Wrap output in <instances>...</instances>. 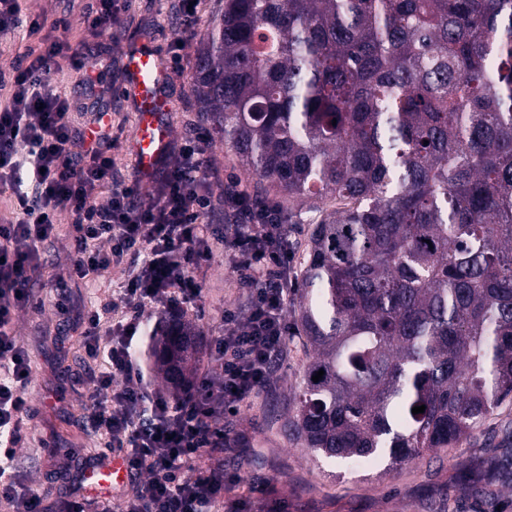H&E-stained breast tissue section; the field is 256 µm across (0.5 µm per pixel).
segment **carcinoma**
<instances>
[{
  "label": "carcinoma",
  "mask_w": 512,
  "mask_h": 512,
  "mask_svg": "<svg viewBox=\"0 0 512 512\" xmlns=\"http://www.w3.org/2000/svg\"><path fill=\"white\" fill-rule=\"evenodd\" d=\"M196 58L198 122L319 213L288 435L390 468L482 438L461 490L512 491V422L484 431L512 402V0H222ZM152 339L178 399L197 326Z\"/></svg>",
  "instance_id": "obj_1"
}]
</instances>
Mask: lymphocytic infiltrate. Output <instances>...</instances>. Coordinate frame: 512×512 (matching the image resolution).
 <instances>
[{
    "instance_id": "1",
    "label": "lymphocytic infiltrate",
    "mask_w": 512,
    "mask_h": 512,
    "mask_svg": "<svg viewBox=\"0 0 512 512\" xmlns=\"http://www.w3.org/2000/svg\"><path fill=\"white\" fill-rule=\"evenodd\" d=\"M63 48L60 41L44 43L14 67L0 107V189L11 191L16 211L15 221L0 224V503L11 512H44L39 490L15 466L27 436L31 367L12 325L33 301L30 275L57 239L64 211L74 230L72 275L83 279L115 266L125 272V314L111 322L109 306L91 308L84 333L87 354L108 363L92 381L86 424L108 446L127 449L130 472L145 479L123 500L122 512H209L220 502L241 512V502L224 499L237 477L224 468L231 438L223 423L267 385L284 356L288 239L280 210L272 203L256 210L244 192L225 193L219 203L246 218L229 233H214L206 137L174 148L153 179L154 198L139 202L138 185L114 177L115 138L103 126L109 106L93 102L89 125L73 127L70 98L47 79ZM105 189L110 196L102 203ZM226 248L250 272L247 308L224 310L210 370L178 401L145 384L133 342L159 308L197 304L195 272ZM202 455L208 465L193 469Z\"/></svg>"
}]
</instances>
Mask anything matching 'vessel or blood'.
I'll use <instances>...</instances> for the list:
<instances>
[{
    "instance_id": "vessel-or-blood-1",
    "label": "vessel or blood",
    "mask_w": 512,
    "mask_h": 512,
    "mask_svg": "<svg viewBox=\"0 0 512 512\" xmlns=\"http://www.w3.org/2000/svg\"><path fill=\"white\" fill-rule=\"evenodd\" d=\"M122 65L126 76L122 94L132 103L136 114L131 138L135 167L148 177L166 154L170 142L173 107L162 93L166 73L159 58L140 46L126 51ZM130 479L124 456L118 452L85 471V483L91 492L118 489Z\"/></svg>"
}]
</instances>
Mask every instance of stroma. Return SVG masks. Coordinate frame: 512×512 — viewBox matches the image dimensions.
<instances>
[{
	"mask_svg": "<svg viewBox=\"0 0 512 512\" xmlns=\"http://www.w3.org/2000/svg\"><path fill=\"white\" fill-rule=\"evenodd\" d=\"M91 0H26L28 13L48 21L66 18L64 37L70 55L59 58L48 80L72 101L71 121L82 125L88 100L77 86L72 54L92 51L110 70L103 82L112 88V126L123 134L112 148L114 169L120 181L136 177L128 150L135 115L130 104L120 97L125 83L122 55L131 46L151 47L161 61H168L171 44L183 40L187 55H194L199 38L214 16L217 0H206L200 23L183 30L172 13V0H126L110 30L91 35L84 14ZM192 70L171 72L164 86L176 110L170 116L171 141L180 144L196 130L191 87ZM208 167L212 188L234 184L252 193L254 181L242 169L235 153L223 143L211 145ZM281 209V222L288 229L289 265L298 271L305 240L314 215L290 208L288 199L275 195ZM61 234L44 253L40 266L32 273L29 286L37 299L23 311L14 326L32 369L28 396L34 415L29 422L28 442L17 451L19 471L33 481L43 495V503L55 507L76 491L85 464L100 460L105 442L91 434L84 416L90 404V379L103 370L102 360L88 357L84 348V317L91 306L112 301L124 279L119 268H112L80 280L70 274L76 258L72 248L73 229L67 213H60ZM249 272L235 266L232 258L212 264L195 273L194 283L202 290L204 312L194 319L204 338L217 335L224 309H243L248 295L244 285ZM63 310H56V302ZM287 355L270 384L251 398L234 418L231 433L238 439L224 454V467L237 473L238 482L225 493L227 499L246 501L249 512H477L471 499H448L449 486L458 484L465 473L483 469L486 449L465 443L449 450L446 457H426L403 468L378 470L337 464L335 477L324 476L306 452L290 443L282 431L280 414L286 407L283 397L303 372L306 356L296 333L286 338Z\"/></svg>",
	"mask_w": 512,
	"mask_h": 512,
	"instance_id": "stroma-1",
	"label": "stroma"
}]
</instances>
